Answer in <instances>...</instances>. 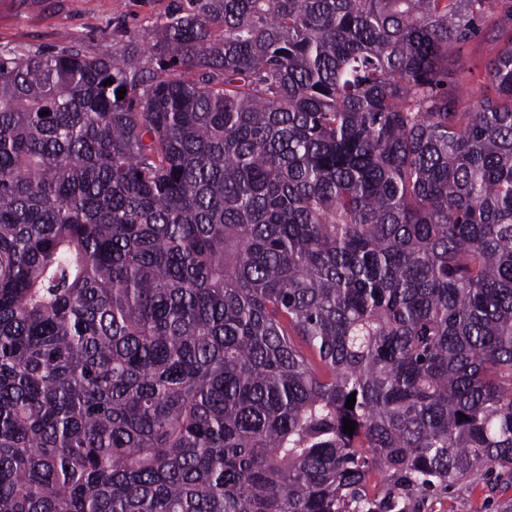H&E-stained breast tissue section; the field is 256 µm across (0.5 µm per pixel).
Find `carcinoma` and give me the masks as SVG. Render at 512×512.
<instances>
[{"label":"carcinoma","mask_w":512,"mask_h":512,"mask_svg":"<svg viewBox=\"0 0 512 512\" xmlns=\"http://www.w3.org/2000/svg\"><path fill=\"white\" fill-rule=\"evenodd\" d=\"M191 2L0 55V512L512 485V0ZM491 44L479 35L448 57V87L466 77L476 89L488 84L485 63L494 55Z\"/></svg>","instance_id":"1"}]
</instances>
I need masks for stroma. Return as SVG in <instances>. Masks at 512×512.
<instances>
[{"label":"stroma","mask_w":512,"mask_h":512,"mask_svg":"<svg viewBox=\"0 0 512 512\" xmlns=\"http://www.w3.org/2000/svg\"><path fill=\"white\" fill-rule=\"evenodd\" d=\"M191 7V0H0V54L71 46L109 57L128 35H147L157 20ZM493 54L483 37L471 39L449 56V82L464 77L483 88L485 64ZM499 498V491L487 485L457 486L434 495L424 512H497Z\"/></svg>","instance_id":"obj_1"}]
</instances>
